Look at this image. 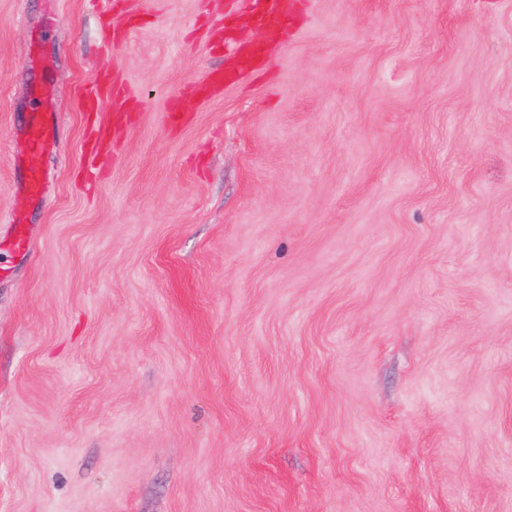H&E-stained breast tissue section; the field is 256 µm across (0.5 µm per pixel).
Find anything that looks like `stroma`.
<instances>
[{
    "mask_svg": "<svg viewBox=\"0 0 512 512\" xmlns=\"http://www.w3.org/2000/svg\"><path fill=\"white\" fill-rule=\"evenodd\" d=\"M124 2L0 0V512H512V0H310L208 98L247 0ZM51 113L31 112L27 128V155L23 166L24 187L29 195L37 194L43 179L40 157L50 146L54 135Z\"/></svg>",
    "mask_w": 512,
    "mask_h": 512,
    "instance_id": "obj_1",
    "label": "stroma"
}]
</instances>
